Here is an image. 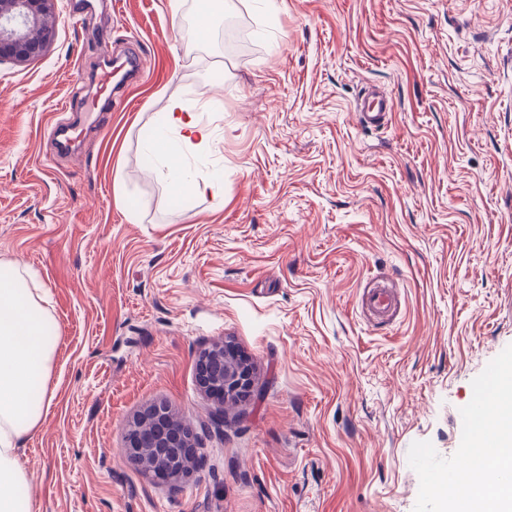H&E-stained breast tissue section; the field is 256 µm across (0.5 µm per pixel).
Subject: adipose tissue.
<instances>
[{"label":"adipose tissue","instance_id":"ef3b65f1","mask_svg":"<svg viewBox=\"0 0 512 512\" xmlns=\"http://www.w3.org/2000/svg\"><path fill=\"white\" fill-rule=\"evenodd\" d=\"M211 138L195 108L170 99L147 149L174 196L223 194V178L195 177L186 162L187 152L208 146ZM35 278L18 261H0V512H31L23 494L29 478L18 450L39 428L52 400L46 380L56 342L46 331L47 311L31 285Z\"/></svg>","mask_w":512,"mask_h":512}]
</instances>
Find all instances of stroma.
I'll use <instances>...</instances> for the list:
<instances>
[{
    "instance_id": "stroma-1",
    "label": "stroma",
    "mask_w": 512,
    "mask_h": 512,
    "mask_svg": "<svg viewBox=\"0 0 512 512\" xmlns=\"http://www.w3.org/2000/svg\"><path fill=\"white\" fill-rule=\"evenodd\" d=\"M58 0L56 38L0 63V259L37 271L58 338L18 451L31 512H414L417 441L451 457L472 381L512 345V0ZM78 147L77 79L129 53ZM377 85L391 122L363 127ZM213 131L223 196L175 198L143 143L170 98ZM398 291L392 316L362 306ZM224 339L254 397L201 391ZM201 430L177 483L125 432L152 403Z\"/></svg>"
}]
</instances>
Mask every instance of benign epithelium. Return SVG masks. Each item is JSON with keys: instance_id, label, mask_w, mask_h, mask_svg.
Instances as JSON below:
<instances>
[{"instance_id": "obj_1", "label": "benign epithelium", "mask_w": 512, "mask_h": 512, "mask_svg": "<svg viewBox=\"0 0 512 512\" xmlns=\"http://www.w3.org/2000/svg\"><path fill=\"white\" fill-rule=\"evenodd\" d=\"M56 0H0V61L24 64L42 54L56 36ZM196 371L204 392L219 405L250 398L255 391L247 360L218 340L201 350ZM124 453L153 478L190 472L198 448L164 402L151 405L130 426Z\"/></svg>"}]
</instances>
